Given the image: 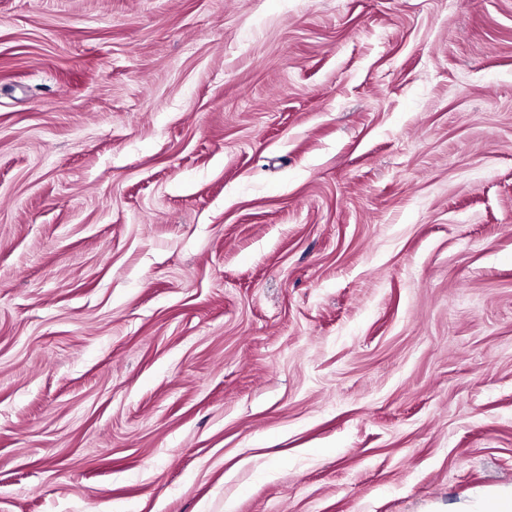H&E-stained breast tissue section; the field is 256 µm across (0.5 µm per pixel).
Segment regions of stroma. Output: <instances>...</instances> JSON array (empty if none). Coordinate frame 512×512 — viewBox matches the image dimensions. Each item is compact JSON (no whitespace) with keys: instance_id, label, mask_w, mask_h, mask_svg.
I'll use <instances>...</instances> for the list:
<instances>
[{"instance_id":"stroma-1","label":"stroma","mask_w":512,"mask_h":512,"mask_svg":"<svg viewBox=\"0 0 512 512\" xmlns=\"http://www.w3.org/2000/svg\"><path fill=\"white\" fill-rule=\"evenodd\" d=\"M508 488L512 0H0V512Z\"/></svg>"}]
</instances>
